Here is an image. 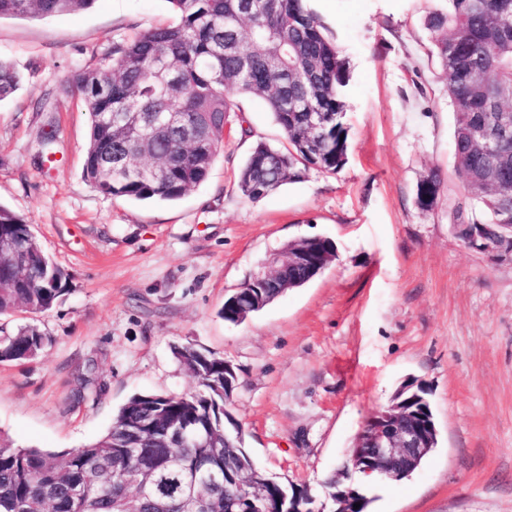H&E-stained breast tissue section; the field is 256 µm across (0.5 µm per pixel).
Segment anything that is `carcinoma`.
Listing matches in <instances>:
<instances>
[{
	"label": "carcinoma",
	"mask_w": 512,
	"mask_h": 512,
	"mask_svg": "<svg viewBox=\"0 0 512 512\" xmlns=\"http://www.w3.org/2000/svg\"><path fill=\"white\" fill-rule=\"evenodd\" d=\"M178 22L113 45L98 65L81 72L76 86L90 116L84 175L102 193L137 201H175L203 182L223 140L236 98L263 100L288 139L282 151L260 141L240 171L239 190L258 199L310 168L336 173L348 159L344 123L350 72L310 0H169ZM94 0H0L3 17L40 19L83 10ZM431 58L447 81L454 114L455 172L477 206L467 217L490 238L512 236V152L501 159L471 145L469 133L488 109L512 116L499 97L512 86V0H441L424 17ZM22 81L0 62V100ZM137 113L138 122L109 123L107 113ZM179 112L187 122L206 115V132L194 144L160 128ZM123 151L136 173L100 171L103 158ZM165 168L156 178L153 169ZM0 239L27 246L22 278L0 265V314L44 312L65 293L69 275L36 243L23 219L0 206ZM251 292L270 303L281 289L263 281ZM48 339L26 326L0 336V362L38 355ZM198 389L174 396L140 393L119 409L112 427L95 442L63 452L23 448L0 436V512H172L194 485L203 512H240V500L259 490L210 474L237 469L245 446L224 447V358L192 347L175 351ZM281 489L265 485L264 512H279Z\"/></svg>",
	"instance_id": "carcinoma-1"
}]
</instances>
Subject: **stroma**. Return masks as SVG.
Masks as SVG:
<instances>
[{"label": "stroma", "mask_w": 512, "mask_h": 512, "mask_svg": "<svg viewBox=\"0 0 512 512\" xmlns=\"http://www.w3.org/2000/svg\"><path fill=\"white\" fill-rule=\"evenodd\" d=\"M432 0H315L350 69L348 162L310 169L251 200L238 188L257 142L285 148L259 99L241 96L207 178L175 201L101 193L83 175L89 115L75 88L114 44L172 24L168 0H94L44 19H0V61L24 76L0 101V206L30 224L69 275L37 327L35 358L0 363V435L54 451L94 442L134 394L185 395L197 382L174 348L231 363L229 411L259 469L326 481L403 385L419 383L438 446L409 479L377 480L372 512H512V259L466 248L455 211L454 114L422 24ZM440 170L429 208L420 180ZM326 237L336 258L240 324L225 299L293 241Z\"/></svg>", "instance_id": "obj_1"}]
</instances>
